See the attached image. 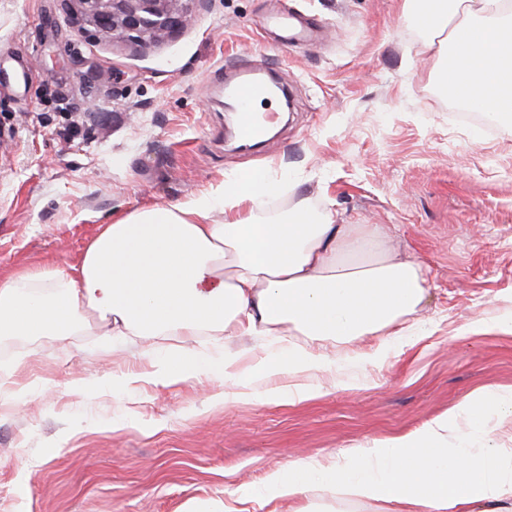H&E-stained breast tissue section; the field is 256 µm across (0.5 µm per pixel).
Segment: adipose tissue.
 Here are the masks:
<instances>
[{"mask_svg":"<svg viewBox=\"0 0 512 512\" xmlns=\"http://www.w3.org/2000/svg\"><path fill=\"white\" fill-rule=\"evenodd\" d=\"M406 11L426 48L451 60L439 78L478 84L474 108L512 118V46L498 40L512 32L504 0H432L425 12L407 0ZM282 190L260 167L177 204L124 212L99 226L77 263L0 278V338L88 332L110 348L135 346L142 368L111 375L113 395L221 383L210 408L317 397L319 377L335 369L327 348L339 342L378 337L356 358L384 362L389 336L424 299L423 264L391 247L385 225L340 224L303 200L286 216H264ZM205 336L224 343L200 351ZM511 420L512 389L488 388L412 432L347 449L339 461L307 457L270 471L263 497L287 503L288 512H313L316 490L394 503L398 512H469L474 503L481 512H506L512 448L464 426Z\"/></svg>","mask_w":512,"mask_h":512,"instance_id":"1","label":"adipose tissue"}]
</instances>
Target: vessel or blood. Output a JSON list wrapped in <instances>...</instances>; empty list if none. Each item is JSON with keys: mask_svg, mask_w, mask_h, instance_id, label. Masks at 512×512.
<instances>
[{"mask_svg": "<svg viewBox=\"0 0 512 512\" xmlns=\"http://www.w3.org/2000/svg\"><path fill=\"white\" fill-rule=\"evenodd\" d=\"M282 39L294 43L307 38L315 28L314 21L301 20L292 13H284L276 21ZM266 62L260 57H248L235 64L237 77L232 92L237 102L236 138L245 146L257 144L263 137L270 114L260 113L258 106L270 98V87L265 80Z\"/></svg>", "mask_w": 512, "mask_h": 512, "instance_id": "obj_1", "label": "vessel or blood"}]
</instances>
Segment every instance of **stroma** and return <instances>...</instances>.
<instances>
[{"instance_id": "35a3bbf8", "label": "stroma", "mask_w": 512, "mask_h": 512, "mask_svg": "<svg viewBox=\"0 0 512 512\" xmlns=\"http://www.w3.org/2000/svg\"><path fill=\"white\" fill-rule=\"evenodd\" d=\"M311 39L266 33L280 0H190L191 24L142 44L85 40L76 0H0V276L75 263L99 225L266 166L269 214L299 199L340 224L387 225L427 268L412 322L377 366L337 345L336 382L281 406L203 412L210 383L147 389L139 404L92 382L135 369L99 337L0 341L26 399L0 394V512H269L264 475L405 434L486 387H512V334L463 335L512 316V122L463 124L405 0H290ZM265 58L295 109L259 150L227 142L224 64ZM77 380L90 384L71 394Z\"/></svg>"}]
</instances>
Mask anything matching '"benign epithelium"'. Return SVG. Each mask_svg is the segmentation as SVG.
Instances as JSON below:
<instances>
[{
  "label": "benign epithelium",
  "mask_w": 512,
  "mask_h": 512,
  "mask_svg": "<svg viewBox=\"0 0 512 512\" xmlns=\"http://www.w3.org/2000/svg\"><path fill=\"white\" fill-rule=\"evenodd\" d=\"M99 40L143 42L187 25L184 0H77Z\"/></svg>",
  "instance_id": "benign-epithelium-1"
}]
</instances>
